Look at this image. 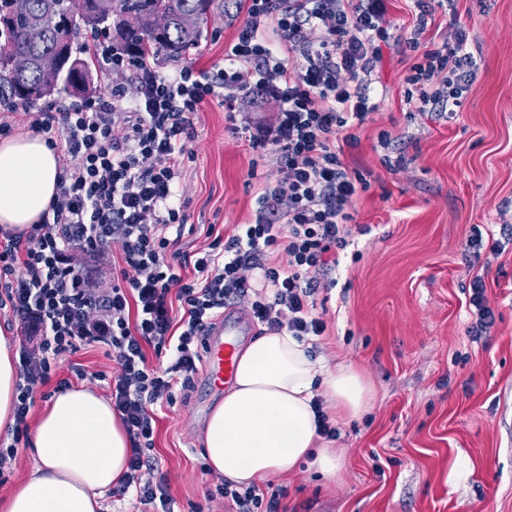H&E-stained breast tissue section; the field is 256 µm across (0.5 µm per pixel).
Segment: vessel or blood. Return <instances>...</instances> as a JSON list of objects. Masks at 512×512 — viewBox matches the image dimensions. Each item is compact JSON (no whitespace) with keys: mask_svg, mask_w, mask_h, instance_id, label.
Returning <instances> with one entry per match:
<instances>
[{"mask_svg":"<svg viewBox=\"0 0 512 512\" xmlns=\"http://www.w3.org/2000/svg\"><path fill=\"white\" fill-rule=\"evenodd\" d=\"M246 332V324L234 314L227 313L214 320L203 351L204 381L208 389L220 391L233 381L239 338Z\"/></svg>","mask_w":512,"mask_h":512,"instance_id":"b4317fda","label":"vessel or blood"}]
</instances>
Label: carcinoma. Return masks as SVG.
<instances>
[{"label": "carcinoma", "mask_w": 512, "mask_h": 512, "mask_svg": "<svg viewBox=\"0 0 512 512\" xmlns=\"http://www.w3.org/2000/svg\"><path fill=\"white\" fill-rule=\"evenodd\" d=\"M214 0H0V101L31 105L63 90H91L92 56L62 46L58 31L72 13L88 14L81 31L103 32L121 48L141 55L178 59L205 38Z\"/></svg>", "instance_id": "cac0c4a2"}]
</instances>
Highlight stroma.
Listing matches in <instances>:
<instances>
[{
	"instance_id": "35a3bbf8",
	"label": "stroma",
	"mask_w": 512,
	"mask_h": 512,
	"mask_svg": "<svg viewBox=\"0 0 512 512\" xmlns=\"http://www.w3.org/2000/svg\"><path fill=\"white\" fill-rule=\"evenodd\" d=\"M460 25L481 61L461 111L407 114L410 61L387 47L373 80L379 110L343 149L367 180L352 203L361 230L316 297L325 334L304 342L318 364L360 370L372 400L360 418L336 425L340 476L306 466L270 476L286 491L282 512H512V0H456L453 10L436 9L427 36L439 43ZM236 28L215 6L200 47L160 59L162 71L223 66ZM277 110L272 96L245 97L244 134L217 104L198 112L179 187L190 226L181 250L205 246L212 225L233 235L251 219L261 183L281 180L273 155L249 140ZM491 239L501 254H490ZM478 275L496 316L487 336L468 331ZM199 404L192 390L159 412L156 474L173 512H231L206 497L223 478L202 470Z\"/></svg>"
}]
</instances>
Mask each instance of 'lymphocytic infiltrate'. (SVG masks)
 I'll use <instances>...</instances> for the list:
<instances>
[{
  "mask_svg": "<svg viewBox=\"0 0 512 512\" xmlns=\"http://www.w3.org/2000/svg\"><path fill=\"white\" fill-rule=\"evenodd\" d=\"M232 2L239 25L223 66L186 65L167 75L156 58H130L98 37L91 48L106 86L32 111L29 129L54 150L59 173L36 224L0 230V310L25 337L14 441L0 447V463L16 456L41 389L52 381L69 387L53 373L79 351L101 347L115 373L75 375L106 383L130 437L128 471L112 493L168 505L166 483L146 478L156 469L155 412L190 388L219 310L248 295L252 318L267 331L300 339L326 330L314 296L320 275L338 266L349 244L351 202L364 182L341 147L356 145L357 129L378 110L371 84L384 47L411 60L404 97L413 112L459 111L478 69L465 27L439 44L425 39L436 0H413L406 27L388 20V0ZM254 89L280 105L252 145L271 150L283 178L262 187L253 218L235 234L182 251L169 232L188 222L177 185L192 157L196 114L216 99L235 121L240 96ZM115 241L120 263L109 287L76 270L74 251L93 263ZM278 250L286 263L270 261ZM152 355L166 358V367L151 365ZM216 492L234 512H277L285 494L230 481Z\"/></svg>",
  "mask_w": 512,
  "mask_h": 512,
  "instance_id": "obj_1",
  "label": "lymphocytic infiltrate"
}]
</instances>
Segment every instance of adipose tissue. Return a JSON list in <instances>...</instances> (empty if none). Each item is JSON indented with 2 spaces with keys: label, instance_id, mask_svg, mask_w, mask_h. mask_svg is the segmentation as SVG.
<instances>
[{
  "label": "adipose tissue",
  "instance_id": "1",
  "mask_svg": "<svg viewBox=\"0 0 512 512\" xmlns=\"http://www.w3.org/2000/svg\"><path fill=\"white\" fill-rule=\"evenodd\" d=\"M58 158L41 137L0 140V227L21 231L48 208ZM343 420L357 418L371 399L361 373L340 364L319 373L303 342L288 332L256 338L240 352L234 383L204 428L212 471L248 487L307 460L337 476L343 452L326 446L312 402L314 382ZM17 362L0 333V428L12 424ZM129 436L109 400L86 388L55 395L39 414L35 464L0 512H102L104 492L127 470Z\"/></svg>",
  "mask_w": 512,
  "mask_h": 512
}]
</instances>
